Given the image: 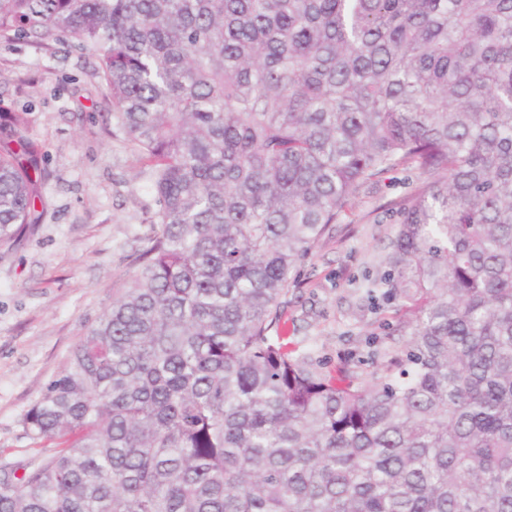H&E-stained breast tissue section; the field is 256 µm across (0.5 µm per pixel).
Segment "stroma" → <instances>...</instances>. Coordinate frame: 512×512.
Here are the masks:
<instances>
[{
    "label": "stroma",
    "mask_w": 512,
    "mask_h": 512,
    "mask_svg": "<svg viewBox=\"0 0 512 512\" xmlns=\"http://www.w3.org/2000/svg\"><path fill=\"white\" fill-rule=\"evenodd\" d=\"M94 58L70 41L0 39V123L28 117L48 174L40 219L0 246V470L37 464L54 448L27 437L21 420L60 375L73 345L137 267L155 194L145 165L112 119ZM434 176L401 164L363 185L296 272L288 331L328 365L361 370L400 348L410 315L377 304L367 276L397 230L393 214Z\"/></svg>",
    "instance_id": "obj_1"
}]
</instances>
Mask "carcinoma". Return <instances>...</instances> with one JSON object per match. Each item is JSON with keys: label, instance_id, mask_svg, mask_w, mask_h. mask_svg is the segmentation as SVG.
I'll list each match as a JSON object with an SVG mask.
<instances>
[{"label": "carcinoma", "instance_id": "obj_1", "mask_svg": "<svg viewBox=\"0 0 512 512\" xmlns=\"http://www.w3.org/2000/svg\"><path fill=\"white\" fill-rule=\"evenodd\" d=\"M91 53L158 209L140 265L22 418L64 447L0 512H512V0H0ZM0 129V243L39 222ZM439 175L371 281L414 320L369 374L283 298L358 189Z\"/></svg>", "mask_w": 512, "mask_h": 512}]
</instances>
